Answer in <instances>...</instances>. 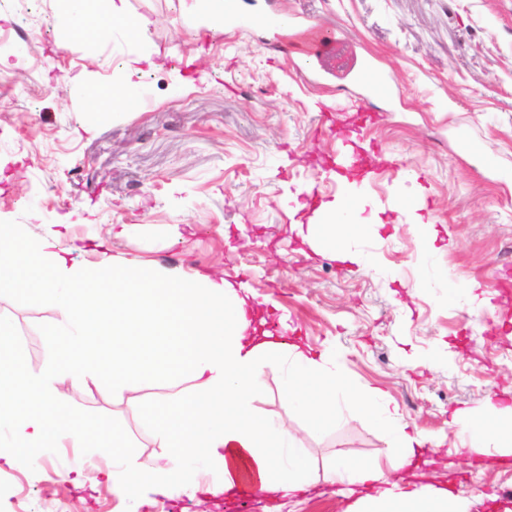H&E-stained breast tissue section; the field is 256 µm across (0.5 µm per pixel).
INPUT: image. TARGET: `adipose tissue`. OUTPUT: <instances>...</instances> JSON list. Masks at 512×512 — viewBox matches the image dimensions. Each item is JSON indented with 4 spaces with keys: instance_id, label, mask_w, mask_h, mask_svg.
<instances>
[{
    "instance_id": "1",
    "label": "adipose tissue",
    "mask_w": 512,
    "mask_h": 512,
    "mask_svg": "<svg viewBox=\"0 0 512 512\" xmlns=\"http://www.w3.org/2000/svg\"><path fill=\"white\" fill-rule=\"evenodd\" d=\"M67 2L78 33L93 26L118 28L136 41L149 25L147 18L128 14L126 0H110L105 15L91 11L87 0ZM140 97V86L130 81L84 90L92 112L131 106ZM359 210V204L345 199L325 203L318 222L297 225L296 231L313 251L364 271L375 266V256L346 246L365 231L357 219ZM30 260L41 269L36 296L59 314L50 333L62 338L65 348L51 353L36 375L24 369L19 357L0 358V447L35 463L55 455L56 431L66 426L56 410L58 382L77 389L103 370L111 375L113 389L135 393L160 372L184 373L193 381L191 390L151 421L154 443L171 451L166 465L142 462L128 467V442L116 427L99 445L100 453L112 458L113 481L128 489L154 484L230 497L240 492L248 475L265 493L304 492L314 484L310 459L283 423L255 406L265 390V375L274 368L281 396L316 427L335 426L351 407L393 443L392 476L369 459L339 456L328 465L330 482L367 487V495L358 499V512H471L473 497L399 479V472L414 466L430 444L428 434L399 424L397 411L379 389L357 387L342 370L341 352L316 355L297 344L260 339L246 300L224 279L192 275L172 281L106 259L86 270H69L48 242L26 236L18 225L0 224V283L24 286ZM93 312L112 320V360L104 365L89 343ZM32 396L39 400L38 409L26 407ZM486 406L493 418L476 420L460 409L452 416V426L472 452L491 446L512 454V405L490 397ZM205 473L218 474V481L201 485Z\"/></svg>"
}]
</instances>
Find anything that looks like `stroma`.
I'll return each mask as SVG.
<instances>
[{
    "label": "stroma",
    "mask_w": 512,
    "mask_h": 512,
    "mask_svg": "<svg viewBox=\"0 0 512 512\" xmlns=\"http://www.w3.org/2000/svg\"><path fill=\"white\" fill-rule=\"evenodd\" d=\"M247 25L202 22L198 0H128L149 19L143 41L119 32L76 35L60 0H10L0 35L20 14L40 19L23 50L0 55V224L53 239L68 263L110 257L170 276L219 274L250 292L276 337L312 351L333 344L347 375L381 389L402 421L436 437L421 484L477 491L473 512H512V463L495 449L460 455L449 422L488 393L512 404V0H236ZM288 15L297 30L272 41L261 19ZM310 25L337 33L315 70L295 48ZM158 50L157 68L140 63ZM371 64L390 77L372 92ZM137 82L139 105L87 111L88 83ZM354 140L371 158L362 183L330 170ZM361 200V238L375 270L313 252L291 226L321 204ZM303 210H296V202ZM413 203L414 212L399 202ZM433 224L437 252L422 256L412 226ZM478 284L491 310L447 299ZM56 311L28 294L0 293V325L29 373L52 347ZM266 374L258 407L292 428L319 482L293 496L216 497L223 512H346L353 496L323 481L330 461L387 462L388 438L348 414L319 431ZM189 377L113 391L107 376L64 394L71 426L52 460L0 459V512H198L199 497L109 478L94 445L113 426L135 444L131 463L167 461L148 412L191 389Z\"/></svg>",
    "instance_id": "35a3bbf8"
}]
</instances>
